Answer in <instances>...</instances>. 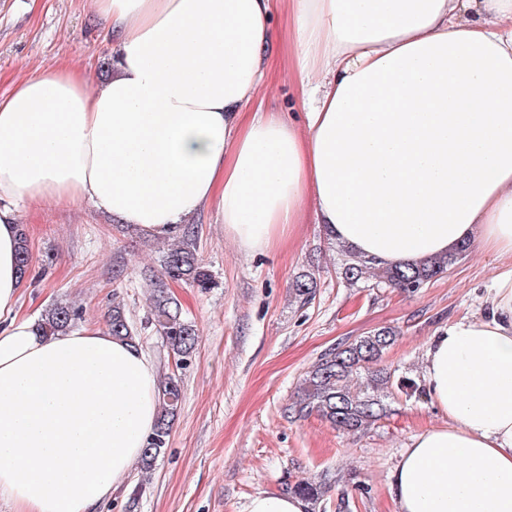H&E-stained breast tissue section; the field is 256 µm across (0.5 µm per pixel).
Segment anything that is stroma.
Segmentation results:
<instances>
[{"label": "stroma", "mask_w": 512, "mask_h": 512, "mask_svg": "<svg viewBox=\"0 0 512 512\" xmlns=\"http://www.w3.org/2000/svg\"><path fill=\"white\" fill-rule=\"evenodd\" d=\"M271 55L264 78L269 110L294 108L288 76V15L271 20ZM112 46L88 0H0V94L48 64H89L106 75ZM19 224L32 262L19 300L38 317L55 303L82 308L80 327L104 326L122 303L141 348L160 373L171 369L151 324L147 280L159 275L166 241L115 224L90 205L23 206ZM199 256L213 276L202 290L175 283L184 317L198 344L182 370L183 399L168 444L149 473L133 467L102 512H245L261 492L285 493L302 478L324 493L308 512H398L390 476L403 448L425 429L446 423L424 387L422 358L440 327L482 313L494 276L512 266L472 243L447 274L414 293L361 284L338 275V256L320 224H297L287 241L246 254L224 233L216 213L199 223ZM313 270L318 288L308 304L290 286ZM392 327L400 336L382 365L412 382L388 417L365 433L345 435L317 416L287 415L296 388L320 356L345 340Z\"/></svg>", "instance_id": "1"}]
</instances>
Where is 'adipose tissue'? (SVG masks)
<instances>
[{
    "instance_id": "ef3b65f1",
    "label": "adipose tissue",
    "mask_w": 512,
    "mask_h": 512,
    "mask_svg": "<svg viewBox=\"0 0 512 512\" xmlns=\"http://www.w3.org/2000/svg\"><path fill=\"white\" fill-rule=\"evenodd\" d=\"M304 124L263 96L273 0H89L112 73L0 96V499L99 512L157 419L158 369L102 328L20 314L19 206L87 202L157 239L216 209L248 253L314 218L385 266L512 256V0H282ZM253 109L242 122L245 109ZM446 424L391 474L399 512H512V268L432 336Z\"/></svg>"
}]
</instances>
